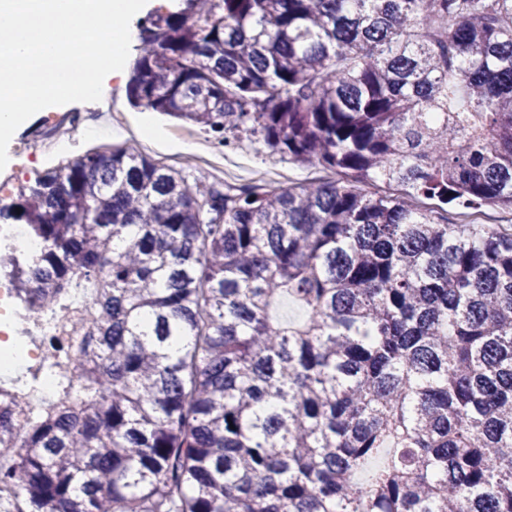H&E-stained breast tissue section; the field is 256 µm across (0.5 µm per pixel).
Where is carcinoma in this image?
Here are the masks:
<instances>
[{"label":"carcinoma","instance_id":"carcinoma-1","mask_svg":"<svg viewBox=\"0 0 512 512\" xmlns=\"http://www.w3.org/2000/svg\"><path fill=\"white\" fill-rule=\"evenodd\" d=\"M129 95L327 176L220 190L114 148L20 186L41 249L0 275L91 298L0 383V507L512 512V232L447 208L512 212V0H179Z\"/></svg>","mask_w":512,"mask_h":512}]
</instances>
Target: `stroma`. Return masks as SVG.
I'll return each instance as SVG.
<instances>
[{"label":"stroma","instance_id":"35a3bbf8","mask_svg":"<svg viewBox=\"0 0 512 512\" xmlns=\"http://www.w3.org/2000/svg\"><path fill=\"white\" fill-rule=\"evenodd\" d=\"M128 84L125 78L105 79L100 101L56 106L24 122L14 133L8 146L9 161L0 170V205L15 201L18 187L32 184L38 176L111 148L144 153L188 180L207 183L249 185L274 180L288 186L320 174L319 169L300 167L287 156L272 152L263 141L244 138L224 147L199 127L132 105ZM60 119L74 129L63 149L48 157L18 153L19 143L48 139ZM191 139L198 144V158L192 163L185 159Z\"/></svg>","mask_w":512,"mask_h":512}]
</instances>
